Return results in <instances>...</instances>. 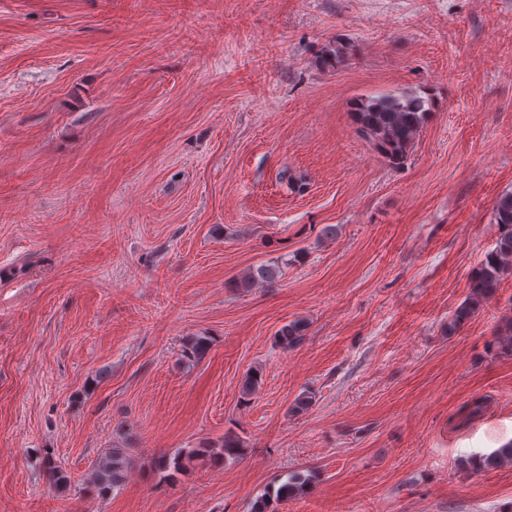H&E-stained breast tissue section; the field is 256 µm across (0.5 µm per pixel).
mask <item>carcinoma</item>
Returning a JSON list of instances; mask_svg holds the SVG:
<instances>
[{"instance_id": "carcinoma-1", "label": "carcinoma", "mask_w": 512, "mask_h": 512, "mask_svg": "<svg viewBox=\"0 0 512 512\" xmlns=\"http://www.w3.org/2000/svg\"><path fill=\"white\" fill-rule=\"evenodd\" d=\"M432 108V102L422 96L385 94L360 102L356 108V118L361 131L374 143L393 164L404 162L416 136L425 123ZM494 221L499 224L502 233L495 250L485 257L470 283V295L459 307L455 322L468 319L479 306V302L493 293L500 280L506 274H512V193L499 198L495 205ZM279 267L260 265L240 278L238 286L249 288L258 282H272L278 278ZM303 322L291 321L277 332L278 342L285 348H294L305 339ZM209 338H195L183 350V357L190 362L203 358L209 349ZM244 444L239 436L227 433L220 448H193L178 450L158 460L156 467L167 473L170 478L182 473L187 464L195 457L212 458L216 461L238 459L242 456ZM512 462V442L497 449L485 457L482 464L492 467L502 462ZM131 465L130 458L123 448H114L99 460L91 474V481L99 495L104 496L120 488ZM46 469L50 481L57 490L64 489L70 483L69 475L48 460ZM310 477L300 473L287 476L276 488H270L256 497L251 504V512H271L272 502L294 497L304 491Z\"/></svg>"}]
</instances>
